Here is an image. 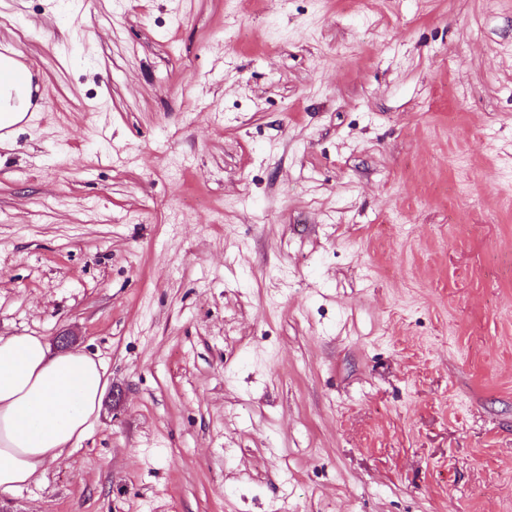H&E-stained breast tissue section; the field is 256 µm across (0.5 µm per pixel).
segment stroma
I'll use <instances>...</instances> for the list:
<instances>
[{
	"label": "stroma",
	"mask_w": 512,
	"mask_h": 512,
	"mask_svg": "<svg viewBox=\"0 0 512 512\" xmlns=\"http://www.w3.org/2000/svg\"><path fill=\"white\" fill-rule=\"evenodd\" d=\"M0 336L101 360L9 512H512V0H0ZM28 70L25 56L16 48L3 49L0 42V138L15 126L13 124L20 123L32 106V75ZM24 97V105L12 118L13 110L22 104Z\"/></svg>",
	"instance_id": "1"
}]
</instances>
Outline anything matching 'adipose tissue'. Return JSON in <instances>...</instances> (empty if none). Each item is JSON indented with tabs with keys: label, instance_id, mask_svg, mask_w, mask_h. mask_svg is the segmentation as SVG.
Instances as JSON below:
<instances>
[{
	"label": "adipose tissue",
	"instance_id": "1",
	"mask_svg": "<svg viewBox=\"0 0 512 512\" xmlns=\"http://www.w3.org/2000/svg\"><path fill=\"white\" fill-rule=\"evenodd\" d=\"M104 365L82 351L52 352L41 336H0V492L31 483L72 451L99 416Z\"/></svg>",
	"mask_w": 512,
	"mask_h": 512
}]
</instances>
